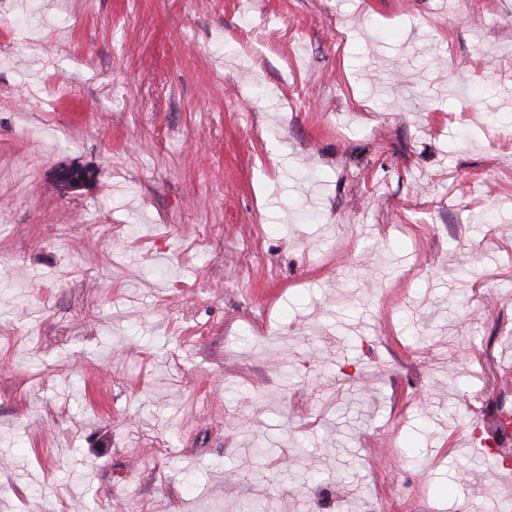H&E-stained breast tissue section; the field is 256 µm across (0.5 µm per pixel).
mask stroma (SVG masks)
Wrapping results in <instances>:
<instances>
[{
    "label": "stroma",
    "mask_w": 512,
    "mask_h": 512,
    "mask_svg": "<svg viewBox=\"0 0 512 512\" xmlns=\"http://www.w3.org/2000/svg\"><path fill=\"white\" fill-rule=\"evenodd\" d=\"M468 382L512 0H0V512H497Z\"/></svg>",
    "instance_id": "35a3bbf8"
}]
</instances>
